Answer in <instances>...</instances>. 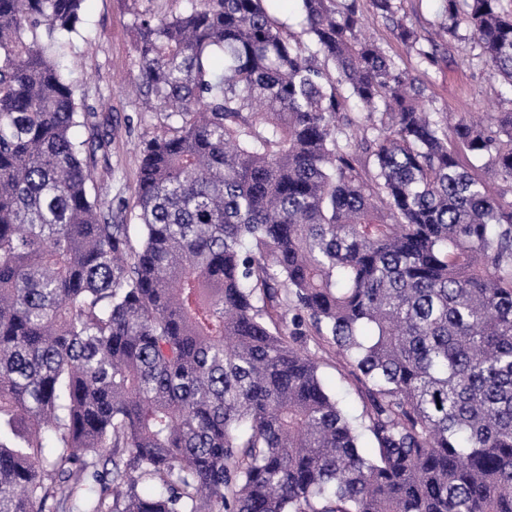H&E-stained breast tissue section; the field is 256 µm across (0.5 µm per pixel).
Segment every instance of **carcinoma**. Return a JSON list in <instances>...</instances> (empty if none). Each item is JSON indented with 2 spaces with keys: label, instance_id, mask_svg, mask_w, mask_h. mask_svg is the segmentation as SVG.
Returning <instances> with one entry per match:
<instances>
[{
  "label": "carcinoma",
  "instance_id": "1",
  "mask_svg": "<svg viewBox=\"0 0 512 512\" xmlns=\"http://www.w3.org/2000/svg\"><path fill=\"white\" fill-rule=\"evenodd\" d=\"M185 2L137 15L164 132L112 207L85 0H0V512H512V108L425 111L358 0H296L298 35ZM442 17L512 90V0ZM310 351L320 364V372L329 388L337 392L342 406L350 411L356 412L361 408V400L355 387V381L348 376L342 368L336 364V359L310 344Z\"/></svg>",
  "mask_w": 512,
  "mask_h": 512
}]
</instances>
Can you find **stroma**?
Returning a JSON list of instances; mask_svg holds the SVG:
<instances>
[{"label": "stroma", "instance_id": "35a3bbf8", "mask_svg": "<svg viewBox=\"0 0 512 512\" xmlns=\"http://www.w3.org/2000/svg\"><path fill=\"white\" fill-rule=\"evenodd\" d=\"M183 5L184 0H86L82 35L69 47L68 55L77 71V98L114 129L110 146L98 154L92 167L93 186L103 200H133L138 146L160 131L159 116L144 110L132 88L138 71L134 16L144 10L163 15ZM359 10L366 37L376 40L402 68L428 85L433 95L431 109L461 113L512 108V102L503 97L504 87L478 58L466 29L446 38L437 65L428 66L373 13L369 0H359ZM313 354L342 406L358 411L361 400L354 379L321 349H314Z\"/></svg>", "mask_w": 512, "mask_h": 512}]
</instances>
